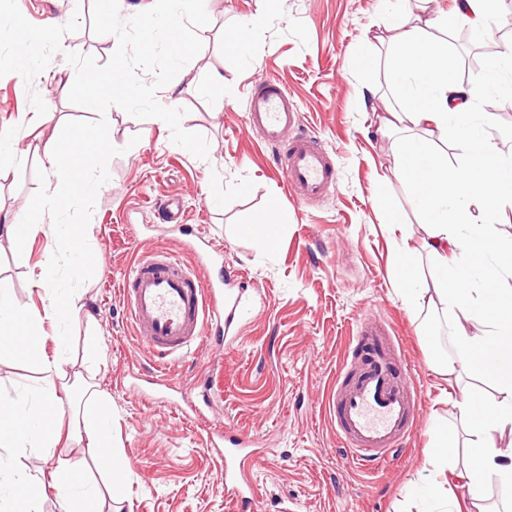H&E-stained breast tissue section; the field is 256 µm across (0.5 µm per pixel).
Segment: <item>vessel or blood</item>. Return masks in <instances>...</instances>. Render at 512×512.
<instances>
[{
    "instance_id": "b4317fda",
    "label": "vessel or blood",
    "mask_w": 512,
    "mask_h": 512,
    "mask_svg": "<svg viewBox=\"0 0 512 512\" xmlns=\"http://www.w3.org/2000/svg\"><path fill=\"white\" fill-rule=\"evenodd\" d=\"M247 132L265 142L285 145L281 169L290 188L313 201L336 187V166L315 137L305 132L302 114L287 89L275 78L255 81L246 104ZM123 304L135 336L156 360L155 395L165 394L163 369L187 354L214 324L232 327L246 313L236 293L223 283L203 279L197 267L178 255L152 250L133 262L121 284ZM360 356L356 370L341 368L329 397L330 419L350 461L373 468L390 460L418 425L421 395L403 371L392 326L361 319L351 338ZM209 444L224 476V493L237 512H252L255 500L250 467L263 459L254 442L232 440L227 427L208 424Z\"/></svg>"
}]
</instances>
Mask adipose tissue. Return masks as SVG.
I'll use <instances>...</instances> for the list:
<instances>
[{
  "instance_id": "adipose-tissue-1",
  "label": "adipose tissue",
  "mask_w": 512,
  "mask_h": 512,
  "mask_svg": "<svg viewBox=\"0 0 512 512\" xmlns=\"http://www.w3.org/2000/svg\"><path fill=\"white\" fill-rule=\"evenodd\" d=\"M433 20L412 14L400 4L393 22L398 35L391 54V73L401 79V108H386L381 121L389 131H414L395 157L396 171L413 184L414 195L427 216L422 247L432 258L438 286L424 297L416 286L414 254L400 224L397 256L405 285L403 298L412 311L430 309L452 313L457 333L456 349L437 362L435 372L449 386L464 376L483 373L492 377L495 392L477 400L464 392L459 413L472 435L466 465H458L447 429H438L430 466L433 483L448 488L464 484L471 491L468 502L454 496L441 498L443 512H492L480 502L489 480L512 486V445L502 448L498 438L512 437V243L501 240L493 225L495 214L512 209V160L503 158L482 132L477 121L481 105L454 76L447 51L428 38ZM455 131L466 149L456 165L447 157L428 152L430 137ZM81 297L51 296L39 311L11 299L0 289V336H22L23 359L42 375L39 396L20 393L0 399V445L20 451L36 448L50 457L61 439L63 408L57 382V360L42 354L31 342L42 318L56 319L85 313ZM85 404L81 419L86 445L81 458L52 473L48 483L33 482L16 474L6 480L8 494L0 496V512H38L48 493L66 500V512H98L102 497H117L120 488L84 485L88 463L112 472L119 463L112 454L109 429L112 406L91 381L76 378Z\"/></svg>"
}]
</instances>
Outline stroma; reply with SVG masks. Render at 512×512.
Wrapping results in <instances>:
<instances>
[{
    "mask_svg": "<svg viewBox=\"0 0 512 512\" xmlns=\"http://www.w3.org/2000/svg\"><path fill=\"white\" fill-rule=\"evenodd\" d=\"M391 0H209L211 22L200 30L203 48L178 74L175 91L160 89L157 100H176L186 111L185 130L209 142L207 159L174 144L167 125L139 120L122 109L106 115L71 104L75 69L64 55L79 52L106 63L114 36L90 28L65 35L62 54L33 84L12 73L0 78V138L15 155H0V217L23 210L39 184L42 148L70 120L106 118L113 145L122 155L109 162V181L97 195L89 245L97 259L93 277L80 291L89 316L42 321L36 333L47 356L61 359L66 376L92 375L112 404V447L124 468L118 500L104 512H235L224 496V478L191 414L169 402L146 403L133 383L147 378L155 360L133 335L119 285L128 267L153 246L181 249L196 227L224 247V260L204 268L207 279L223 280L227 269L253 284L243 296L250 306L234 342L204 339L188 357L171 364L169 377L191 402L209 397V416L262 441L267 450L254 468V512H279L295 502L297 512H431L434 506L428 459L437 422H444L458 448L468 435L455 405L462 388L447 389L433 365L453 354L452 319L432 311L413 313L403 303L400 270L388 233L390 217L408 230L417 249V282L435 286L433 265L421 248L423 218L393 158L403 134L382 135L379 117L399 99L387 66L395 35ZM92 0H24L19 9L32 24L62 25L74 12L89 16ZM428 15L447 17L430 39L447 48L456 78L476 95L490 92L486 71L465 75L463 50L453 36L463 30L453 17L455 0H427ZM242 36L244 51L227 47ZM226 79L224 93L210 80ZM272 76L288 90L306 130L333 157L337 188L313 202L291 190L280 169L284 146L264 143L245 129L244 110L253 83ZM35 90L54 117H37L28 101ZM181 194L186 221L163 224L154 208ZM273 210L278 238L268 249L241 228L254 214ZM24 245L0 238V281L14 300L39 309L46 293L37 284L53 254L42 218ZM377 312L394 327L399 354L422 392L420 425L396 459L366 473L350 462L325 404L340 367L357 366L349 347L356 319ZM95 339L98 358L88 359ZM40 376L21 356L0 350V397L37 394ZM79 439L61 443L52 458L0 455V465L26 477L45 478L60 463L80 456Z\"/></svg>",
    "mask_w": 512,
    "mask_h": 512,
    "instance_id": "35a3bbf8",
    "label": "stroma"
}]
</instances>
